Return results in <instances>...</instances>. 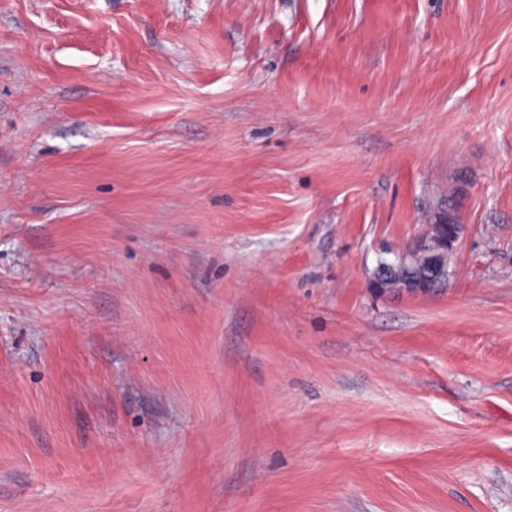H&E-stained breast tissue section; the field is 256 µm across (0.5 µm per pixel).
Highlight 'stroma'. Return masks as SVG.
Returning a JSON list of instances; mask_svg holds the SVG:
<instances>
[{"mask_svg":"<svg viewBox=\"0 0 512 512\" xmlns=\"http://www.w3.org/2000/svg\"><path fill=\"white\" fill-rule=\"evenodd\" d=\"M0 512H512V0H0ZM430 220L433 224H429L427 230L411 243V248L406 247L399 251H394L395 256L391 258V264L388 266V279L383 280L377 273L371 276L374 287L386 292L399 290V285L390 282L388 288L384 284L385 281L396 278L404 269L415 259L418 258V264L424 263L425 258L422 254H428L430 266L436 275L448 276V268L452 263L456 251V245L463 233L464 224H448L447 221H439L437 224L438 212L434 209L430 211Z\"/></svg>","mask_w":512,"mask_h":512,"instance_id":"stroma-1","label":"stroma"}]
</instances>
